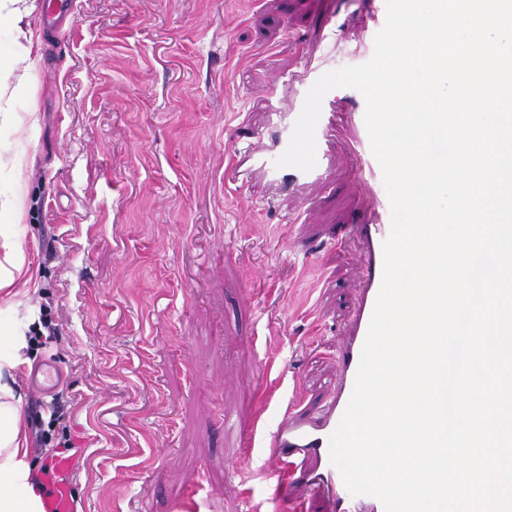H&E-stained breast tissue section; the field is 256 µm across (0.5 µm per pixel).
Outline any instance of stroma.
Masks as SVG:
<instances>
[{"mask_svg": "<svg viewBox=\"0 0 512 512\" xmlns=\"http://www.w3.org/2000/svg\"><path fill=\"white\" fill-rule=\"evenodd\" d=\"M31 3V56L0 26V196L25 205L33 280L0 316L29 338L12 376L40 421L34 477L68 457L73 512H268L237 435L328 397L363 268L360 188L342 120L300 195L241 181L234 152L279 124L307 48L359 64L372 0H75L48 66ZM42 322L55 336L34 339Z\"/></svg>", "mask_w": 512, "mask_h": 512, "instance_id": "35a3bbf8", "label": "stroma"}]
</instances>
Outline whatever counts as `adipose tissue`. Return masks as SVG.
Returning <instances> with one entry per match:
<instances>
[{
	"instance_id": "obj_1",
	"label": "adipose tissue",
	"mask_w": 512,
	"mask_h": 512,
	"mask_svg": "<svg viewBox=\"0 0 512 512\" xmlns=\"http://www.w3.org/2000/svg\"><path fill=\"white\" fill-rule=\"evenodd\" d=\"M32 279L31 264L24 246L11 225H0V292L10 293L17 283ZM27 341L11 335L0 347V512H45L40 485L33 467L24 433L22 397L11 371L17 354Z\"/></svg>"
}]
</instances>
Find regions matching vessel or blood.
I'll return each instance as SVG.
<instances>
[{"label": "vessel or blood", "mask_w": 512, "mask_h": 512, "mask_svg": "<svg viewBox=\"0 0 512 512\" xmlns=\"http://www.w3.org/2000/svg\"><path fill=\"white\" fill-rule=\"evenodd\" d=\"M375 11L370 24L357 44L356 52L362 59H370L374 49V37L385 22V0H374ZM335 93H327L323 99V113L316 127L317 165L308 172L293 167H277L276 159L286 149L296 121V113H289L285 125L272 143L254 141L240 155L243 176L260 173L283 177L296 187L317 181L332 159L328 148V132L331 124L330 108ZM356 107L352 114L353 133L349 150L356 160L362 185L366 215L355 230L365 245V270L359 278V299L352 317L347 338L338 347V377L336 388L321 414L305 417L287 412L280 418L266 441V452L271 462L270 475L277 489L286 486L283 470L293 467L297 479L304 481L310 492L322 496L331 512H384L378 499L368 495L351 496L339 471L330 462L329 437L337 428L351 397L355 375L366 338L375 301L381 286L384 240L390 233V206L382 183L379 164L370 149L369 136L364 123L365 100L360 93H353Z\"/></svg>", "instance_id": "1"}]
</instances>
